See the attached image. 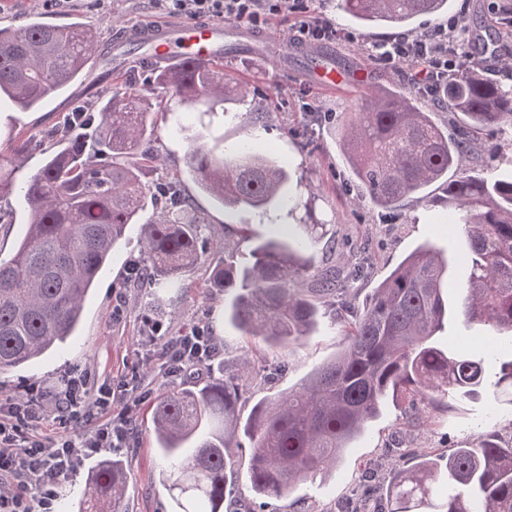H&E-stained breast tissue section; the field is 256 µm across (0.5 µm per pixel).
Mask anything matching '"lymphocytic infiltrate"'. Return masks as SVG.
Returning <instances> with one entry per match:
<instances>
[{"mask_svg":"<svg viewBox=\"0 0 512 512\" xmlns=\"http://www.w3.org/2000/svg\"><path fill=\"white\" fill-rule=\"evenodd\" d=\"M300 0H152L155 10L214 21H244L256 27L283 11L297 10ZM464 27L435 28L404 34L371 48L372 56L385 64L410 63L417 77L432 87L448 81L452 61L449 50L459 48ZM216 352L205 327L198 326L176 339L170 360L177 370L204 364ZM139 395H119L109 381H98L86 369H74L60 388L33 386L20 396L0 401V512H30L22 490L37 488L44 512H50L62 477L72 471L82 452L97 448L121 451L127 445L133 411ZM106 422L89 433L74 436L73 424L92 421L95 414ZM53 418L58 432L45 439L38 425Z\"/></svg>","mask_w":512,"mask_h":512,"instance_id":"f902f5d3","label":"lymphocytic infiltrate"}]
</instances>
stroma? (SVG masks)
I'll return each mask as SVG.
<instances>
[{
    "label": "stroma",
    "instance_id": "1",
    "mask_svg": "<svg viewBox=\"0 0 512 512\" xmlns=\"http://www.w3.org/2000/svg\"><path fill=\"white\" fill-rule=\"evenodd\" d=\"M340 0H310L312 16L330 21L339 36L319 43L354 82L347 91L319 89L301 61L308 45L291 39L299 13L279 14L268 26L256 29L253 46L225 54L224 75L247 86L245 100L225 101L224 111L209 115L200 103H183L172 91L152 85L153 70L140 65L137 50L112 67L97 66L88 77L41 107L21 110L9 100L0 101V156L11 153V138L17 132L39 133L54 128L59 118L77 104H94L114 92L148 89L157 112L153 144L161 160L153 179L180 177L182 188L197 214L205 219L204 235L212 243L209 260L187 273L189 283L176 306L158 300L152 289L127 281L125 265L139 255L143 227L129 226L122 248L98 275L88 297L81 327L59 349L37 364L0 375V399L33 385L48 386L62 381L73 369H88L101 379L126 380L142 386L150 397L134 412L137 432L122 451L127 473L125 512H171V498L160 480L165 462L153 447L149 400L174 383L165 375L161 343L146 342L145 320L162 325L165 335H177L192 324L208 325L221 347L224 373L238 384L243 396L238 407L248 417L254 404L297 387L312 370L331 359L342 346L335 323L339 316L333 302L322 304L314 332L282 348L267 347L260 339H246L224 321L223 298H211L203 282L212 263L223 259L225 249L238 245L237 225H251L255 235L265 236L277 227L300 223L304 208L285 205L263 212H227L202 193L186 173L185 156L190 143L184 133L209 127L223 135L225 144L252 140L256 149L278 162L289 173L292 192L311 201L327 233L315 245L316 261L347 264L360 242H367L372 267L370 280L358 290L366 297L402 260L422 243H433L447 255L450 271L448 297L462 304L470 270L465 227L447 221L448 213L431 206L425 197L413 196L398 207L384 211L362 198L349 167L336 144V128L354 103L375 85L417 87L415 71L408 63L389 66L371 59L370 46L388 42L402 34L399 26L363 28L353 24L339 6ZM55 24L81 23L97 36L100 49L111 50L117 33L156 22L174 23V16L155 12L148 0H65L64 5H47L44 0H0V28L18 27L31 15ZM467 25L465 41L481 44L512 37V0H450L447 12L417 18L412 32L444 27L455 18ZM263 109L267 126L251 137L247 112ZM512 142V131L483 130L476 134L468 165L475 173L506 175L512 165L491 163L495 145ZM27 217L15 197L0 200V257H9L26 231ZM122 306L121 316L112 313ZM444 347L455 353L481 355L488 374L499 370L501 361L512 358V335L490 333L487 326L464 327L453 319L442 333ZM512 439V405L495 399L492 392L479 398L448 404L420 403L403 413L393 401H385L381 414L364 434L347 449L335 469L300 483L290 497L277 502V512H350L358 502L365 475H372L375 493H385L398 472L407 464L409 452L447 459L456 448H467L485 433ZM224 455L231 465L224 492V512H245L256 496L248 482V448H228Z\"/></svg>",
    "mask_w": 512,
    "mask_h": 512
}]
</instances>
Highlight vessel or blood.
<instances>
[{
  "label": "vessel or blood",
  "instance_id": "vessel-or-blood-1",
  "mask_svg": "<svg viewBox=\"0 0 512 512\" xmlns=\"http://www.w3.org/2000/svg\"><path fill=\"white\" fill-rule=\"evenodd\" d=\"M224 27L219 22L186 21L175 26L150 25L145 31L129 38H118L117 48L126 45H144L148 52L143 55L144 63H182L188 60L214 63L224 56L222 40ZM312 73L318 87L335 89L346 85V78L335 69L313 64Z\"/></svg>",
  "mask_w": 512,
  "mask_h": 512
}]
</instances>
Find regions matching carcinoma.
Segmentation results:
<instances>
[{
  "label": "carcinoma",
  "mask_w": 512,
  "mask_h": 512,
  "mask_svg": "<svg viewBox=\"0 0 512 512\" xmlns=\"http://www.w3.org/2000/svg\"><path fill=\"white\" fill-rule=\"evenodd\" d=\"M360 23L402 25L436 15L448 0H343ZM94 34L76 23L47 24L38 17L13 29L0 28V95L29 110L79 79L94 59ZM155 83L183 102L205 101L208 111L224 100L247 97L230 86L215 64L185 62L161 70ZM419 91L376 86L354 104L338 127V146L371 202L393 209L434 184L433 204L448 221L467 226L471 256L462 309L465 325L483 324L512 333V179L474 175L466 160L476 129L512 128V87L469 68L448 79V112L464 116L453 135L419 105ZM150 97L117 92L95 105L74 107L57 149L23 186L12 172L41 145L34 135L17 136L9 158L0 160V199L17 196L28 216L25 236L8 259H0V373L14 372L58 348L73 335L89 290L102 266L149 207L140 284L181 288L182 275L206 257L203 220L181 193L180 178L153 184L148 176L160 154ZM198 187L227 211L261 210L285 199L288 172L251 143L233 148L224 138L200 134L186 156ZM456 170L448 178V170ZM323 225L292 224L253 239L249 225L237 233L251 243L240 256L224 252L203 288L224 297V318L245 338L282 347L311 333L320 305L341 280L364 271L325 265L312 272L308 242ZM448 262L429 243L409 253L374 288L341 304L343 346L300 387L256 403L244 421L238 387L224 378L173 388L152 406L154 444L166 461L160 473L171 493V512H224L230 468L224 448L244 436L250 444V488L282 500L294 486L336 463L388 397L414 405L431 393L459 401L487 389L484 359L450 353L438 334L448 324L445 276ZM310 287H303L307 276ZM494 388L512 389V359L501 363ZM90 492L79 512H118L126 492L120 456L91 469ZM512 512V445L492 434L478 445L456 448L448 461L424 458L407 469L373 512Z\"/></svg>",
  "instance_id": "carcinoma-1"
}]
</instances>
